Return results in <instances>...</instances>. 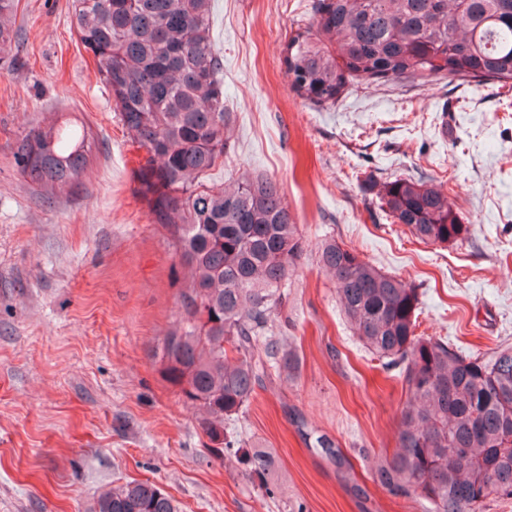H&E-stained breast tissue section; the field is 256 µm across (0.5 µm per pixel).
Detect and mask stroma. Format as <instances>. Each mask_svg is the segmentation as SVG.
Here are the masks:
<instances>
[{"label": "stroma", "mask_w": 512, "mask_h": 512, "mask_svg": "<svg viewBox=\"0 0 512 512\" xmlns=\"http://www.w3.org/2000/svg\"><path fill=\"white\" fill-rule=\"evenodd\" d=\"M312 4L214 0L233 123L213 179L275 178L308 244L275 314L294 363L270 370L227 426L270 459L260 480L213 452L161 373L190 273L137 192L144 152L78 40L71 0H20L16 42L0 55V512H89L134 479L181 512H429L376 476L407 395L399 369L353 335L317 245L335 237L414 286L419 334L465 354L512 347V90L432 78L306 102L283 44ZM67 122L95 142L78 181L48 196L24 178L19 147ZM399 177L443 185L466 237L424 243L393 223L379 194Z\"/></svg>", "instance_id": "stroma-1"}]
</instances>
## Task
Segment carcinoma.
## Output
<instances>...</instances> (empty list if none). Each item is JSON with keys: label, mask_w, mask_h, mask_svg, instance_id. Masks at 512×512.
Instances as JSON below:
<instances>
[{"label": "carcinoma", "mask_w": 512, "mask_h": 512, "mask_svg": "<svg viewBox=\"0 0 512 512\" xmlns=\"http://www.w3.org/2000/svg\"><path fill=\"white\" fill-rule=\"evenodd\" d=\"M18 0H0V53L11 49ZM72 24L109 88L122 126L145 151L138 192L169 227L191 270L185 327L164 343L162 373L201 411L210 441L244 412L270 368L291 365L271 316L306 242L279 183L262 174L211 182L228 154L224 82L213 48L212 0H72ZM284 64L296 95L334 105L359 82L434 76L512 86V0H316L290 30ZM87 129L31 130L20 148L27 181L68 186L87 164ZM381 206L425 243L468 232L448 194L410 178L383 186ZM318 264L333 274L362 344L401 367L408 399L396 451L376 474L432 512H482L512 497V348L464 355L417 334L416 289L328 239ZM90 512H179L157 485L128 482Z\"/></svg>", "instance_id": "obj_1"}]
</instances>
